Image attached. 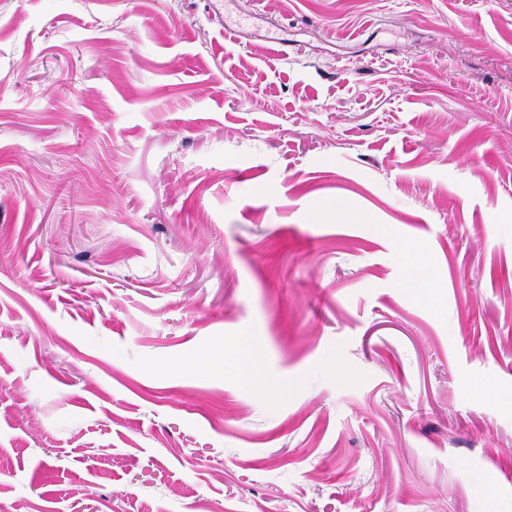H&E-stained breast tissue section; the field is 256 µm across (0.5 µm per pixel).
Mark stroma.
Returning a JSON list of instances; mask_svg holds the SVG:
<instances>
[{
	"label": "stroma",
	"instance_id": "1",
	"mask_svg": "<svg viewBox=\"0 0 512 512\" xmlns=\"http://www.w3.org/2000/svg\"><path fill=\"white\" fill-rule=\"evenodd\" d=\"M0 451V512H512V0H0Z\"/></svg>",
	"mask_w": 512,
	"mask_h": 512
}]
</instances>
